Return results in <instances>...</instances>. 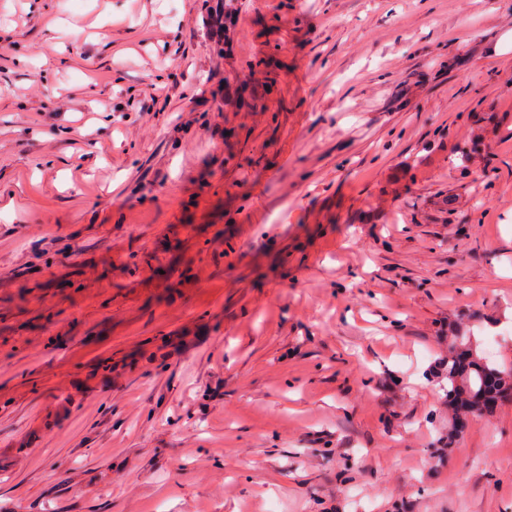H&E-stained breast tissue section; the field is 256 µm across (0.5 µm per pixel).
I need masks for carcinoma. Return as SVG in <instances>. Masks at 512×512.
<instances>
[{
    "mask_svg": "<svg viewBox=\"0 0 512 512\" xmlns=\"http://www.w3.org/2000/svg\"><path fill=\"white\" fill-rule=\"evenodd\" d=\"M440 366L443 370L438 377L449 398L471 411L489 413L493 409L489 401L512 397V365L495 363L461 329L448 335V354L441 359Z\"/></svg>",
    "mask_w": 512,
    "mask_h": 512,
    "instance_id": "obj_1",
    "label": "carcinoma"
}]
</instances>
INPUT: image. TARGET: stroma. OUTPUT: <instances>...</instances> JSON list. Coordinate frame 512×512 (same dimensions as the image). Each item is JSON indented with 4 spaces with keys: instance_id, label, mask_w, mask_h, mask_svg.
Returning a JSON list of instances; mask_svg holds the SVG:
<instances>
[{
    "instance_id": "35a3bbf8",
    "label": "stroma",
    "mask_w": 512,
    "mask_h": 512,
    "mask_svg": "<svg viewBox=\"0 0 512 512\" xmlns=\"http://www.w3.org/2000/svg\"><path fill=\"white\" fill-rule=\"evenodd\" d=\"M218 3L0 0V512H512V0ZM235 3V0H224L222 8H219V10L215 12H209V17H212V21L214 22L212 25L208 23V32L212 37L220 36L222 31H224V27L222 26L223 19L225 24L227 22L232 23L238 18L239 10ZM439 364L443 370L436 374L441 378L444 391L453 402L466 406L471 413L474 410L490 413L498 401L512 397V365L495 363L464 330L450 332L448 354ZM492 380L494 395H491ZM492 399L493 405H488Z\"/></svg>"
}]
</instances>
